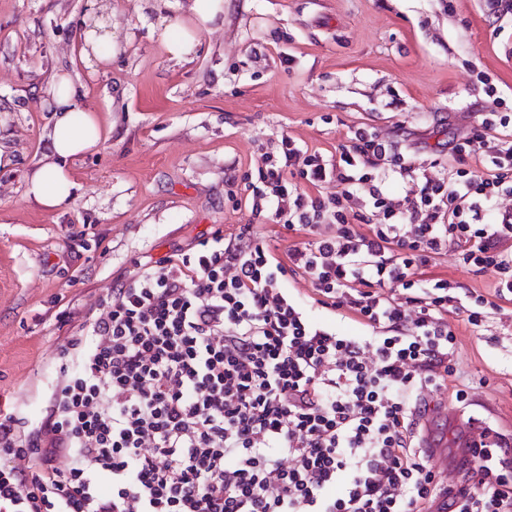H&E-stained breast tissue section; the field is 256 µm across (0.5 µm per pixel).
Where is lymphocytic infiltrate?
<instances>
[{
  "label": "lymphocytic infiltrate",
  "mask_w": 512,
  "mask_h": 512,
  "mask_svg": "<svg viewBox=\"0 0 512 512\" xmlns=\"http://www.w3.org/2000/svg\"><path fill=\"white\" fill-rule=\"evenodd\" d=\"M511 127L485 113L441 179L362 127L330 156L282 135L245 201L298 243L217 231L113 289L40 425L0 412V512H512V447L483 437L444 485L415 436L422 390L456 372L432 260L496 272L493 297L463 303L469 324L512 301ZM291 275L366 335L314 322Z\"/></svg>",
  "instance_id": "obj_1"
}]
</instances>
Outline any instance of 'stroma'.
Returning <instances> with one entry per match:
<instances>
[{"label": "stroma", "instance_id": "stroma-1", "mask_svg": "<svg viewBox=\"0 0 512 512\" xmlns=\"http://www.w3.org/2000/svg\"><path fill=\"white\" fill-rule=\"evenodd\" d=\"M87 0H0V403L35 422L61 382L72 338L138 266L194 246L215 230L286 249L278 224L252 215L244 179L259 146L281 135L334 153L366 126L412 162L457 167L450 142L484 113H512V13L485 0H224V21L190 57L158 38L186 0L157 11L146 0H97L114 41L108 66L74 44ZM68 74L105 132L70 165L73 200L45 210L26 175L50 150L45 106L53 74ZM429 274L463 298L491 295L493 271L454 252ZM456 379L468 387L426 394L427 418L462 405L512 442V301L479 326L452 313Z\"/></svg>", "mask_w": 512, "mask_h": 512}]
</instances>
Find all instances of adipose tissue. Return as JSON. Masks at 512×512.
<instances>
[{"label": "adipose tissue", "mask_w": 512, "mask_h": 512, "mask_svg": "<svg viewBox=\"0 0 512 512\" xmlns=\"http://www.w3.org/2000/svg\"><path fill=\"white\" fill-rule=\"evenodd\" d=\"M187 21L163 26L158 37L171 57L182 60L194 48V33L224 18V0H189ZM46 101L50 113V152L26 176V195L40 206L55 210L73 199L75 183L69 163L99 145L102 131L92 109L67 74L55 76Z\"/></svg>", "instance_id": "obj_1"}]
</instances>
